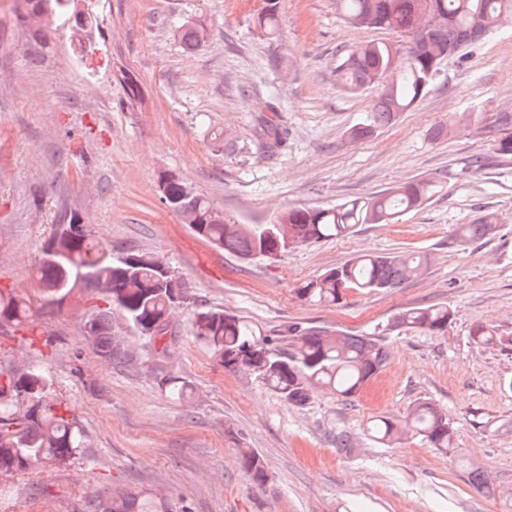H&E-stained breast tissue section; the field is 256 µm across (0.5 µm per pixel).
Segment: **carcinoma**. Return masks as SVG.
<instances>
[{
    "label": "carcinoma",
    "mask_w": 512,
    "mask_h": 512,
    "mask_svg": "<svg viewBox=\"0 0 512 512\" xmlns=\"http://www.w3.org/2000/svg\"><path fill=\"white\" fill-rule=\"evenodd\" d=\"M48 2L53 13L69 11L71 0H17L25 14L35 4ZM345 20L356 26L396 33L401 41L370 42L350 51L337 71L344 88L358 91L379 85L367 123L355 128L349 139L368 137L394 123L427 92L440 63L450 56L464 58L467 49L488 33L512 23V0H336ZM278 0H263L253 19L255 28L271 37L278 31ZM210 29L206 18L187 19L180 27L181 41L189 51L206 42ZM397 82L386 77L394 71ZM506 133L494 143L501 155L512 154V115L500 117ZM170 199L166 206L179 214L196 216L195 235L215 248L241 259L261 258L266 252L280 254L292 245L310 244L348 235L360 224H392L410 211L425 206L443 194L444 183L436 176L407 181L374 196L348 199L331 207L296 206L282 215L288 224V240L274 241L269 224H242L232 214L196 194L182 197L180 179L168 176ZM497 219L485 213L456 230L454 242L461 245L491 234ZM429 266L424 254L366 253L330 269L297 288L310 303L333 306L343 303L345 292L388 291L423 276ZM40 282L50 302H63L74 291L78 278L95 276L103 288H84L87 299H99L82 324L84 337L106 361L124 358L125 352L112 336V312H119L140 335L156 344L152 331L171 317L175 303L169 282L162 276L159 258L151 252L112 256L87 224L59 228L43 249ZM28 310L22 299L0 288V326L28 327ZM454 321V311L443 303L407 308L397 313L372 336H350L320 327L290 325L278 336H269L244 318L219 308L196 307L190 314V333L195 340L231 372H248L261 378L288 401L305 404L314 387H321L349 402L381 371L389 352L386 331L445 335ZM471 339L479 347L512 352V337L502 336L492 325H476ZM52 380L42 368L7 373L0 377V402L9 408L0 412V475L70 463L82 448L80 431L68 403L51 396ZM160 387L180 399L191 395L189 384L167 376ZM473 428L482 432H512V421L496 424L477 411L470 412ZM367 431L388 445L404 435L421 439L449 458L477 490L488 487L484 472L473 467L454 441L453 422L434 403L424 401L402 419L378 417L368 421ZM241 466L252 481L263 485L266 469L250 450L241 454ZM94 512H190L181 499L138 496L114 492L93 505Z\"/></svg>",
    "instance_id": "1"
}]
</instances>
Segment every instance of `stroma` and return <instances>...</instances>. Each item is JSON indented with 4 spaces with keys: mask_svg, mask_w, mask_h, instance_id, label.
<instances>
[{
    "mask_svg": "<svg viewBox=\"0 0 512 512\" xmlns=\"http://www.w3.org/2000/svg\"><path fill=\"white\" fill-rule=\"evenodd\" d=\"M263 0H95L96 57L78 60L68 30L25 27L0 0V288L30 309L45 346L0 329V374L48 370L84 448L69 464L0 476V512H92L112 490L184 499L192 512H512V433H477L472 411L512 418V354L476 346L471 329L512 336V156L492 148L496 116L512 113V25L442 62L429 92L389 126L356 143L378 87L346 90L341 57L387 31L355 27L336 0H279L276 38L251 24ZM204 15L211 34L186 51L179 26ZM138 85L128 97L124 75ZM285 142L263 145L260 117ZM446 126V136L432 132ZM244 224H266L296 205L331 206L415 178L446 192L395 224H362L343 238L242 261L197 237L160 200L161 174ZM498 224L458 245V225L484 212ZM90 225L113 252L148 251L174 270L187 300L171 316L167 361L113 317L125 363L103 361L84 339L86 305L74 292L48 304L37 279L59 224ZM427 254L426 274L380 292H346L338 306L299 298L307 280L364 253ZM445 303L446 335L391 332L390 358L345 402L315 388L295 405L246 372L224 370L189 333L198 304L245 317L264 333L301 323L351 335L380 331L398 312ZM174 375L191 399L159 386ZM445 411L462 454L487 476L475 491L447 458L417 438L382 446L365 423L405 416L420 402ZM354 437L336 450L337 432ZM263 460L255 484L242 450Z\"/></svg>",
    "mask_w": 512,
    "mask_h": 512,
    "instance_id": "1",
    "label": "stroma"
}]
</instances>
